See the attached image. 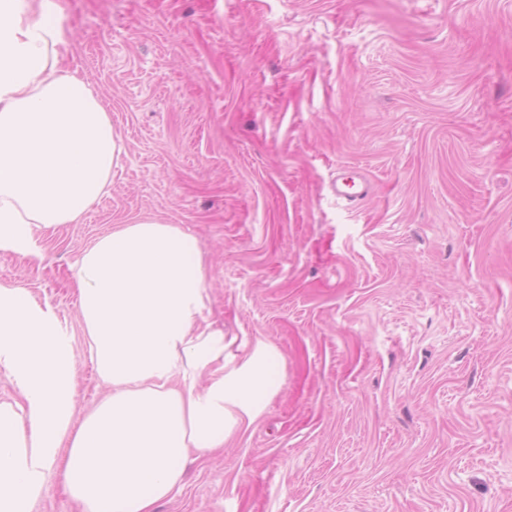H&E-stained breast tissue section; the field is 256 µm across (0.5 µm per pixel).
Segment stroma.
I'll use <instances>...</instances> for the list:
<instances>
[{"mask_svg":"<svg viewBox=\"0 0 512 512\" xmlns=\"http://www.w3.org/2000/svg\"><path fill=\"white\" fill-rule=\"evenodd\" d=\"M55 2L123 153L0 281L76 334L89 241L178 224L213 319L285 364L155 512H512V0Z\"/></svg>","mask_w":512,"mask_h":512,"instance_id":"35a3bbf8","label":"stroma"}]
</instances>
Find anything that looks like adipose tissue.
I'll list each match as a JSON object with an SVG mask.
<instances>
[{"instance_id":"1","label":"adipose tissue","mask_w":512,"mask_h":512,"mask_svg":"<svg viewBox=\"0 0 512 512\" xmlns=\"http://www.w3.org/2000/svg\"><path fill=\"white\" fill-rule=\"evenodd\" d=\"M51 0H0V251L43 258L42 233L79 224L108 193L122 146L89 83L62 67ZM87 353L108 394L74 419L70 331L0 281V512H33L59 474L82 512H155L191 454L223 447L284 380L279 350L210 317L198 238L143 217L98 237L73 270Z\"/></svg>"}]
</instances>
